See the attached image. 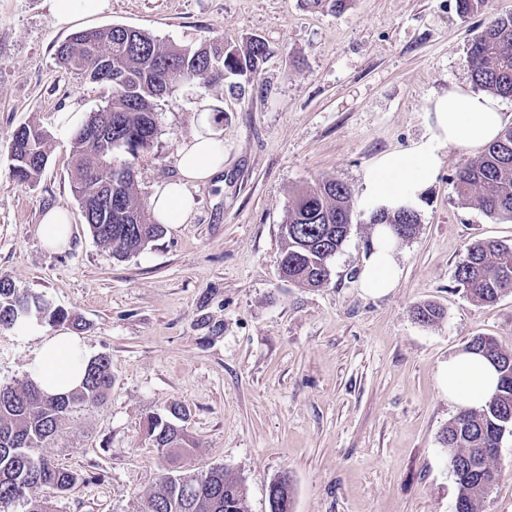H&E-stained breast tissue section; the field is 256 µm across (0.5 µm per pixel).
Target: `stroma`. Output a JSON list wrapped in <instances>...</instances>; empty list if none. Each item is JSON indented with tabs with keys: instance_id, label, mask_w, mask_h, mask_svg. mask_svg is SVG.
<instances>
[{
	"instance_id": "stroma-1",
	"label": "stroma",
	"mask_w": 512,
	"mask_h": 512,
	"mask_svg": "<svg viewBox=\"0 0 512 512\" xmlns=\"http://www.w3.org/2000/svg\"><path fill=\"white\" fill-rule=\"evenodd\" d=\"M512 0L461 14L457 0H111L78 28L120 24L160 42L234 45L263 38L271 53L245 95L226 84L186 85L161 101L158 137L136 169L138 193L177 180V152L209 120L224 169L193 191L190 221L170 224L139 254L98 244L72 190V134L59 113L90 116L107 85L62 68L47 0H0V278L81 317L89 356L109 355L106 404L73 411L43 448L61 467L90 474L55 512H141L161 475L148 415L189 412V463L242 478L248 512H268V486L288 476L293 512H455L456 482L441 434L456 413L438 386L448 357L476 336L512 350V294L470 301L455 280L467 247L512 246V221L458 199L453 176L476 147H449L400 242L398 288L384 297L357 284L373 226L354 207L349 234L319 288L281 279V228L294 196L345 182L353 199L381 155L427 134L434 94L466 79L467 50ZM50 135V160L32 184L8 172L12 131ZM71 217V241L49 249L41 217ZM444 316L424 325L416 306ZM0 331V385L29 379L55 325ZM496 486L480 512H512V435L501 441Z\"/></svg>"
}]
</instances>
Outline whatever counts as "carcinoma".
<instances>
[{
    "label": "carcinoma",
    "instance_id": "obj_1",
    "mask_svg": "<svg viewBox=\"0 0 512 512\" xmlns=\"http://www.w3.org/2000/svg\"><path fill=\"white\" fill-rule=\"evenodd\" d=\"M270 55L268 43L249 39L244 46L205 39L196 45L164 44L150 33L123 25L85 29L72 33L56 49L59 63L112 90L107 105L90 115L73 134L74 175L77 197L94 240L125 258L146 249L164 233V225L151 220L146 202L138 195L134 165L149 154L158 135V102L178 87L198 83L210 86L228 76L249 81ZM467 79L490 93L512 97V13L493 17L468 49ZM111 119V136L102 140L90 134L103 118ZM49 135L35 126H20L9 139V171L28 183L47 165ZM127 160L112 166L115 153ZM458 199L476 203L490 216L512 219V127L475 158L466 160L454 175ZM351 191L336 179L322 181L288 202L280 265L288 281L319 288L331 275L330 261L348 236L352 220ZM373 224H392L406 238L420 224L416 209L393 213L375 211ZM455 278L474 303L487 305L512 293V247L486 239L470 245L456 266ZM51 323L69 321L83 330L82 320L51 307L41 297L20 293L0 279V328H12L32 312ZM415 317L432 324L443 311L425 304ZM467 348L492 361L500 374L499 390L479 408L459 412L443 430L449 465L462 470L457 484L455 512H477L496 484L500 471L492 465L498 448L512 433V352L489 337L472 339ZM112 389L108 356L90 359L82 385L66 394L43 392L31 380L0 386V512H11L17 502L27 512H53L55 498L69 493L82 474L59 467L38 452L55 437L70 413L84 405L104 403ZM186 409L175 403L169 416L150 415L145 429L164 455L175 477L164 478L147 498L142 512H247L243 481L224 467L195 472L180 465L195 444L181 422ZM41 490L43 496L34 492ZM292 488L280 477L268 487L269 512H291Z\"/></svg>",
    "mask_w": 512,
    "mask_h": 512
}]
</instances>
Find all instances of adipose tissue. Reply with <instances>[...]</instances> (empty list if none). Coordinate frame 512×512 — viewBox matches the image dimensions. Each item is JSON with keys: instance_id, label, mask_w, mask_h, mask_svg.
<instances>
[{"instance_id": "obj_1", "label": "adipose tissue", "mask_w": 512, "mask_h": 512, "mask_svg": "<svg viewBox=\"0 0 512 512\" xmlns=\"http://www.w3.org/2000/svg\"><path fill=\"white\" fill-rule=\"evenodd\" d=\"M429 131L410 149L378 158L364 173L361 204L367 210L396 211L419 207L437 175L449 146L487 145L498 139L503 116L498 101L460 84L434 96L428 114ZM179 180L158 186L150 201L161 224H183L196 207L189 188L207 183L224 168V146L199 135L178 150ZM398 241L389 225L373 227L370 251L359 274L361 289L380 297L397 288L402 269L396 259ZM88 361L82 338L66 332L45 337L30 376L45 392L63 394L78 388ZM496 368L481 354L463 351L449 358L438 373L440 389L461 409L477 408L497 390Z\"/></svg>"}]
</instances>
